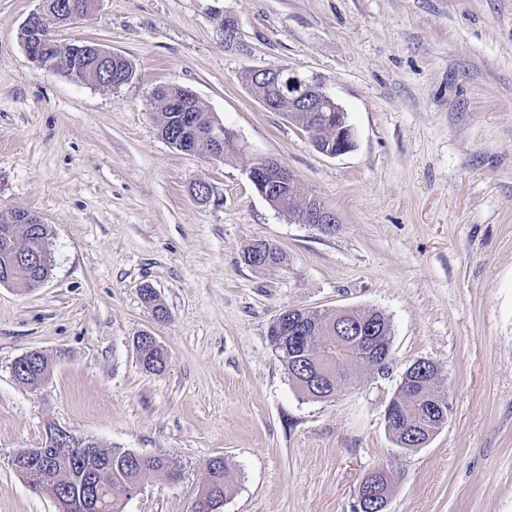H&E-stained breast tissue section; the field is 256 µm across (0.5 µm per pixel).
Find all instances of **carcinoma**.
Masks as SVG:
<instances>
[{
    "label": "carcinoma",
    "instance_id": "1",
    "mask_svg": "<svg viewBox=\"0 0 512 512\" xmlns=\"http://www.w3.org/2000/svg\"><path fill=\"white\" fill-rule=\"evenodd\" d=\"M49 69L61 70L72 80L83 83L86 72L83 63L62 52L54 51ZM134 73L132 63L126 58L112 61L111 76L103 80L114 84L128 82ZM219 124L213 113L200 102H195V122L189 138L205 142L212 128ZM50 231L45 224H20L15 217L0 220V283L20 288H37L51 276L50 261L44 252ZM283 254L275 245L257 241L245 252V262L256 268L266 269L277 265ZM141 296L151 307L153 315L162 318L166 312L157 294L150 286L141 289ZM306 322L315 328L304 336L284 342L277 336L269 341L280 358L289 380L306 397L330 399L336 390L352 383V371L371 368V360L364 354L366 337L361 332L371 326L386 329L387 341H392L391 324L381 312L371 310H341L305 313ZM342 351V360L329 380H315L316 369L328 352ZM138 358H146L144 368L160 373L166 366V355L161 347L136 348ZM50 361L39 354L21 366L18 382L33 386L44 380ZM409 382L400 383L389 408L394 411L393 424L388 426L396 447L406 451L419 448L430 440V432L438 427L441 417L448 413V394L436 386L437 366L429 360H417L407 370ZM52 489L60 512H72L70 506L81 499H95L97 512H124L123 503L137 484H142L158 474L172 480L180 471L167 456L140 459L124 448H103L93 461L72 452L51 463ZM207 478L202 489V503L198 512H207L212 503L224 500L234 485V477L216 457L205 465ZM379 478L365 479L360 490L359 512H378Z\"/></svg>",
    "mask_w": 512,
    "mask_h": 512
}]
</instances>
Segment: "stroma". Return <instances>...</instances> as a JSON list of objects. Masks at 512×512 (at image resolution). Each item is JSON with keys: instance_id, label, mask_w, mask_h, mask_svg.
Instances as JSON below:
<instances>
[{"instance_id": "1", "label": "stroma", "mask_w": 512, "mask_h": 512, "mask_svg": "<svg viewBox=\"0 0 512 512\" xmlns=\"http://www.w3.org/2000/svg\"><path fill=\"white\" fill-rule=\"evenodd\" d=\"M37 6L0 0V216L37 215L52 258L39 287L0 285V512H58L10 463L44 447L50 423L177 464L178 480L153 478L124 512H193L215 457L236 476L222 512H354L384 464L399 476L387 512H512V0H97L57 36L130 60L117 88L28 62L20 32ZM269 65L322 83L351 151L320 154L260 105L240 76ZM169 84L240 151L168 144L154 93ZM259 157L332 209L336 233L271 206L247 177ZM259 239L283 262L246 265ZM146 284L166 320L143 303ZM286 308L382 312L388 368L304 398L268 339ZM145 333L162 372L138 359ZM33 349L53 372L28 387L12 368ZM419 359L439 367L450 409L404 452L384 414Z\"/></svg>"}]
</instances>
